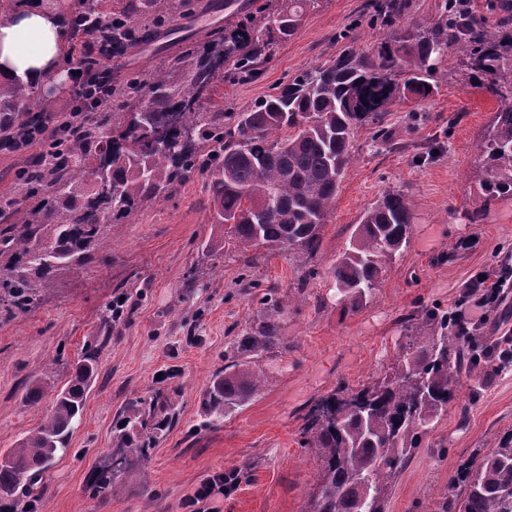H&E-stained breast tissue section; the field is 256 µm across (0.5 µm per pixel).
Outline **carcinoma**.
<instances>
[{"instance_id": "1", "label": "carcinoma", "mask_w": 512, "mask_h": 512, "mask_svg": "<svg viewBox=\"0 0 512 512\" xmlns=\"http://www.w3.org/2000/svg\"><path fill=\"white\" fill-rule=\"evenodd\" d=\"M76 0L67 22L76 43L99 47L98 75L80 105L110 95L124 109L91 112L84 125L48 130L41 157L18 175L26 195L40 204L22 212L17 199L0 196V295L7 312L35 307L62 274L91 263L112 227L146 203L170 197L192 176L208 181L214 223L245 253L256 248L298 253L311 260L351 161L356 131L381 126L393 100L432 94L438 61L453 52L469 82L496 98L495 115L479 146L481 198L512 196V32L487 35L482 20L452 3L453 17L427 26L395 27L399 0H383L378 19L390 31L373 49L348 44L335 58L304 70L244 112L210 109L217 79L251 83L279 43L291 39L317 0L269 3L256 12L224 0L232 21L200 44L176 40L168 67L148 76L107 77L106 63L144 42L156 29L194 9V0ZM24 120L16 122L15 114ZM146 114L151 131L168 136L159 149L129 120ZM46 127L44 109L22 83L0 85V139L11 142ZM111 185L100 190L95 175ZM412 211L401 192L387 193L362 215L348 247L333 266L336 288L351 309L379 287L381 277L407 246ZM277 300L262 308L235 338L232 356L202 400L218 423L245 405L267 381L261 359L279 345ZM409 338L391 372L360 388L341 385L322 398L302 429L301 447L317 464V482L306 512H385L391 480L419 447L425 429L444 414L482 348L450 312L438 308L407 319ZM108 337L87 345L61 385L47 368L27 394L35 406L53 394L38 427L0 453V512H15L33 494L37 478L69 447ZM115 439L112 468L95 479L93 495L108 494L118 473L148 458L174 404L139 399ZM441 512H512V436L501 439L448 486Z\"/></svg>"}]
</instances>
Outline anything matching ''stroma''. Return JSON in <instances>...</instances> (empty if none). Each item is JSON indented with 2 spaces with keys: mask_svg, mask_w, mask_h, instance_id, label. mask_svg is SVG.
<instances>
[{
  "mask_svg": "<svg viewBox=\"0 0 512 512\" xmlns=\"http://www.w3.org/2000/svg\"><path fill=\"white\" fill-rule=\"evenodd\" d=\"M224 16V0H200L195 13L119 60L121 72L165 65L173 35L205 41L223 28ZM346 32L355 46L369 49L387 29L371 0H318L297 34L274 49L258 81L217 85L214 102L228 112L248 109L337 56ZM440 71L429 98L393 102L382 128L357 131L314 259L272 253L247 266L234 245L209 253L207 243L221 241L224 227L206 204L205 180L195 176L117 225L96 259L61 276L30 314L0 310L1 449L34 431L49 410L47 399L26 403L43 368L56 363L58 378L67 381L88 343L111 338L68 450L37 481V512H184V500L219 472L236 477L216 498L221 512H305L316 463L299 440L312 408L340 385L357 389L384 375L410 315L433 306L457 310L471 276L512 261V197L487 203L477 193L475 146L496 100L467 83L457 57ZM393 191L411 202L408 246L374 298L350 310L332 267L363 212ZM476 210L475 223L469 215ZM270 291L290 300L279 317L288 349L263 359L268 382L260 394L209 424L203 394ZM119 298L122 316L104 323L105 303ZM157 394L173 398L175 422L147 461L129 466L107 497H92L91 480L112 463L124 413ZM509 434L512 369L468 382L397 476L386 512H440L461 464Z\"/></svg>",
  "mask_w": 512,
  "mask_h": 512,
  "instance_id": "35a3bbf8",
  "label": "stroma"
}]
</instances>
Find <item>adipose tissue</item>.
Returning a JSON list of instances; mask_svg holds the SVG:
<instances>
[{"instance_id": "1", "label": "adipose tissue", "mask_w": 512, "mask_h": 512, "mask_svg": "<svg viewBox=\"0 0 512 512\" xmlns=\"http://www.w3.org/2000/svg\"><path fill=\"white\" fill-rule=\"evenodd\" d=\"M67 33L62 11L47 4L22 6L0 21V83L45 86L62 73Z\"/></svg>"}]
</instances>
